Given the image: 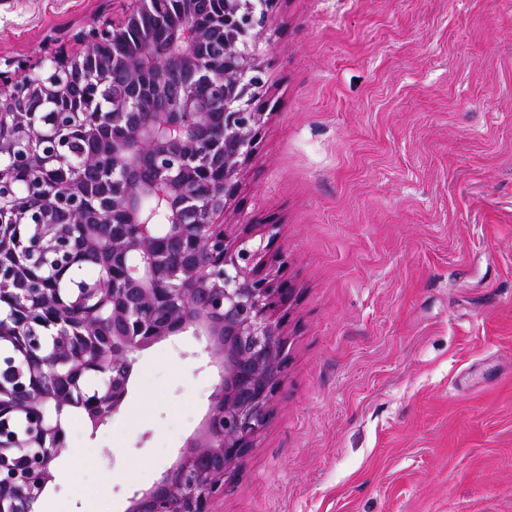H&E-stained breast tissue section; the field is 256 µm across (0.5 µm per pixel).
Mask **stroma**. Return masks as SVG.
<instances>
[{
	"label": "stroma",
	"mask_w": 512,
	"mask_h": 512,
	"mask_svg": "<svg viewBox=\"0 0 512 512\" xmlns=\"http://www.w3.org/2000/svg\"><path fill=\"white\" fill-rule=\"evenodd\" d=\"M123 0H0L29 58ZM227 219L292 288L270 422L216 512H512V0H276ZM193 331L70 430L51 512H124L219 382Z\"/></svg>",
	"instance_id": "1"
}]
</instances>
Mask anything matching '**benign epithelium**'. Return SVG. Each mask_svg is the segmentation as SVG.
Segmentation results:
<instances>
[{
    "label": "benign epithelium",
    "mask_w": 512,
    "mask_h": 512,
    "mask_svg": "<svg viewBox=\"0 0 512 512\" xmlns=\"http://www.w3.org/2000/svg\"><path fill=\"white\" fill-rule=\"evenodd\" d=\"M138 2L117 23L82 28L75 51L48 45L37 59L0 60V214L9 217L0 225V305L12 309L0 320V340L32 323L56 337L49 349L29 337L21 374L0 362V377L11 380L10 404L0 405V507L8 501L32 512L66 446L62 428L43 418L24 439L5 435L4 415L80 403L106 420L127 397L135 354L192 329L205 338L220 382L176 460L129 498L126 512H215L288 375L278 310L290 289L263 272L262 249L224 222L264 123L268 59L260 42L275 0H224L207 22L189 8L173 12L168 0ZM143 24L166 38L161 52L139 40L98 53ZM149 78L168 91L134 97ZM76 79L87 106L77 130L92 151L70 187L56 192L45 188L47 174L70 158L52 131L35 130L36 114L58 105ZM34 130L41 144L25 145ZM104 170L111 190L93 206L85 184ZM22 176L32 179L26 193ZM30 224L43 230L26 240L32 276L23 278L9 256ZM90 252L104 254L112 273L99 307L74 310L40 261L67 272Z\"/></svg>",
    "instance_id": "obj_1"
}]
</instances>
